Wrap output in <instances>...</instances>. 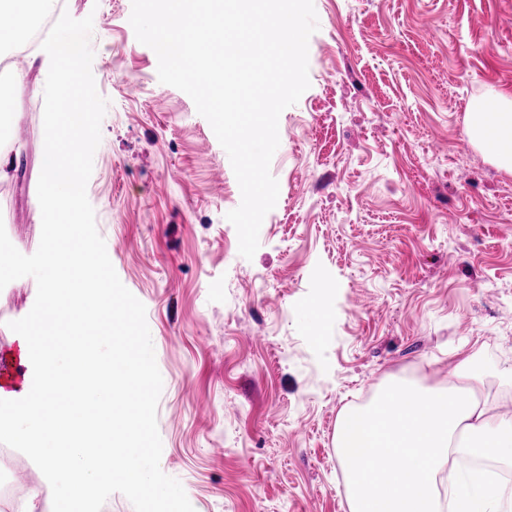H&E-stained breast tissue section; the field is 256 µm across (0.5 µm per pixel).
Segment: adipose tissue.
Listing matches in <instances>:
<instances>
[{
    "mask_svg": "<svg viewBox=\"0 0 512 512\" xmlns=\"http://www.w3.org/2000/svg\"><path fill=\"white\" fill-rule=\"evenodd\" d=\"M51 0H0V14L15 24L0 29V46L15 43ZM84 42L79 31L59 20L45 54L53 65L58 100L78 104L75 112L49 103L50 138L42 176L47 197L42 294L32 317L19 324L6 358L20 377H0V428L16 447L40 465L43 481L58 491L56 512H97L100 496L121 483L134 496L149 494L166 505L177 489L153 476L155 452L146 448L148 390L154 382L152 351L145 341L115 355L94 349L87 324L108 331L120 321L116 303L93 264L77 247L78 226L70 216L82 186L79 162L92 149L79 132L81 108L93 90L80 79ZM471 142L497 165L512 172V92L490 91L473 102L466 128ZM64 326V344L52 338ZM454 391L428 390L406 383L387 385L369 405L342 412L336 446L344 467L351 512H438L437 475L454 461L451 512H499L502 489L478 471L472 458L489 455L512 465V418L490 414L477 394L484 384L471 353L461 354ZM69 394L60 406V394ZM120 428H113V420Z\"/></svg>",
    "mask_w": 512,
    "mask_h": 512,
    "instance_id": "ef3b65f1",
    "label": "adipose tissue"
}]
</instances>
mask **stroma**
Returning a JSON list of instances; mask_svg holds the SVG:
<instances>
[{
  "label": "stroma",
  "instance_id": "obj_1",
  "mask_svg": "<svg viewBox=\"0 0 512 512\" xmlns=\"http://www.w3.org/2000/svg\"><path fill=\"white\" fill-rule=\"evenodd\" d=\"M310 86L279 119V183L253 259L226 220L241 192L209 122L160 83L131 0H56L82 35L93 87L74 218L130 326L153 349L147 442L179 512H350L336 448L343 410L391 381L443 387L458 348L486 371L483 397L512 417V173L466 135L470 104L512 91V0H314ZM22 40L21 95L0 182V345L41 295V156L55 95ZM123 246L113 250V239ZM323 299L329 316L313 322ZM12 477L57 490L0 432Z\"/></svg>",
  "mask_w": 512,
  "mask_h": 512
}]
</instances>
